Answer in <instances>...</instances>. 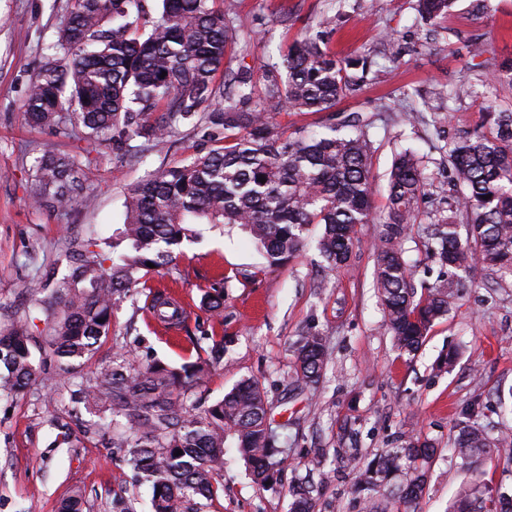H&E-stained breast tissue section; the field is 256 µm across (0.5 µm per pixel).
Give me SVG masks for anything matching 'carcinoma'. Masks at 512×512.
Listing matches in <instances>:
<instances>
[{
  "mask_svg": "<svg viewBox=\"0 0 512 512\" xmlns=\"http://www.w3.org/2000/svg\"><path fill=\"white\" fill-rule=\"evenodd\" d=\"M144 0H69L58 45L72 57L68 64L47 61L24 103L30 124L55 130L69 117L86 139L120 149L142 138L155 148L181 124L206 132L224 128V146L180 165L152 173L132 185L124 202L123 222L112 242L64 236L72 254L68 273L51 284L34 280L35 306L51 322L39 341L24 316L0 330V390L19 394L39 378L31 348L44 344L58 370L90 358L109 336L114 309L137 299L146 276L173 262L170 247L197 235V224L240 227L271 267L296 258L310 227L322 226L315 248L332 273L360 249L358 227L377 224L372 250L375 284L387 332L400 354L415 357L436 321L449 314L459 273L476 264L503 277L512 276V111L485 107L489 133L448 141L452 217L436 211L426 227V257L440 267L433 283L415 285L402 242L420 222L419 203L429 183L422 158L410 149L394 154L384 213L372 208L373 158L369 130L378 115L344 114L336 105L364 85L368 58H338L327 39H295L280 60L266 66L261 80L248 68L216 83L237 31L235 0L222 8L216 0H161V14L139 32ZM454 0H416L421 19L436 25L448 18ZM494 82L512 83V64L494 59L477 63ZM167 75H162V72ZM164 113L155 120L151 115ZM326 114L324 130L290 133L273 122L276 112ZM263 177L266 182L258 181ZM88 166L67 153H45L34 167L33 199L42 207L67 211L92 202L86 184ZM154 264L150 268L147 263ZM51 290L49 300L38 298ZM213 312L224 307L223 286L205 293ZM170 302L153 296L151 308L161 320L178 316ZM293 380L318 385L330 363L323 337L297 341ZM224 364V341L204 361L171 367L151 361L132 368L130 354L115 347L112 365L101 367L73 390L75 403L98 407L126 421L112 439L152 483V512H186L190 497L209 498L213 480L224 467V437L237 436L241 456L254 480L274 488L286 452L268 417L267 394L259 382L239 381L224 398L197 413L187 405L211 368ZM500 431L492 437L477 422L459 426L454 453L470 469L505 452ZM182 454H177V451ZM335 455L356 468L361 492L379 483L393 489L368 502L367 512H417L425 489L424 464L435 455L432 443L410 438L361 464L360 449L336 440ZM291 512H314L312 490L292 488ZM448 512H512V496L489 485L460 484Z\"/></svg>",
  "mask_w": 512,
  "mask_h": 512,
  "instance_id": "cac0c4a2",
  "label": "carcinoma"
}]
</instances>
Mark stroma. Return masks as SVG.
<instances>
[{
    "label": "stroma",
    "mask_w": 512,
    "mask_h": 512,
    "mask_svg": "<svg viewBox=\"0 0 512 512\" xmlns=\"http://www.w3.org/2000/svg\"><path fill=\"white\" fill-rule=\"evenodd\" d=\"M65 6L66 0H0V327L25 314L36 336L45 335L48 319L32 307L27 284L67 273L62 227L71 225L82 239L111 238L132 184L216 147L183 125L162 151L127 158L87 142L77 125L66 136L30 127L22 105L31 85L48 59L65 56L57 45ZM340 7L346 16L332 36L333 52L370 53L374 66L362 91L342 100L339 110L378 111L404 91L424 98L437 85H472L471 97L451 102L449 118L439 126L392 120L371 130L375 207L384 206L394 153L410 148L423 156L431 183L421 209L435 211L451 195L445 143L482 132L483 105L512 108V86L483 83L465 68L476 39L490 44L496 61L512 63V0H488L481 17L473 15L471 0H456L448 20L433 30L420 20L415 0H346L342 6L337 0H239V35L225 71L260 72L291 39L314 34L320 16ZM45 150L89 162L93 209L65 214L33 203L32 166ZM375 233V225H363L356 256L329 275L314 247L275 268L241 229L199 225L195 242L177 256L176 273L162 269L150 276L158 291L186 303L180 326L158 323L145 301L122 302L111 335L81 364L84 373L108 365L120 344L137 361L153 357L177 367L208 358L222 338L224 364L211 370L190 405L204 411L244 378L266 390L273 426L288 450L279 489L254 482L230 434L224 469L214 481L217 492L199 512H290L288 489L301 480L313 488L316 512H363L352 488L354 471L334 455L337 433L350 424L359 426L358 446L370 457L412 435L434 443L419 512H447L468 477L451 451L459 423L472 418L496 425V391L512 386V278L474 266L450 317L434 325L410 360L399 354L383 323L374 286ZM218 281L224 284V310L216 314L202 298ZM306 332L324 337L332 362L315 391L294 392L288 371L295 342ZM451 351L457 354L453 366L439 368ZM70 388L69 379L56 377L23 395L0 393V512H56L77 488L86 512H150V483L113 447L111 433L84 436L85 424L97 416L71 402Z\"/></svg>",
    "instance_id": "obj_1"
}]
</instances>
